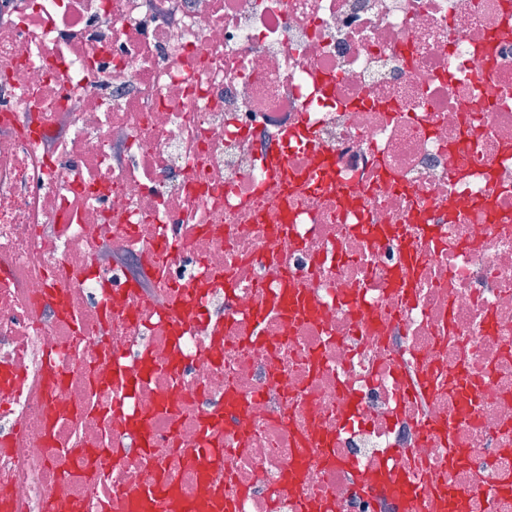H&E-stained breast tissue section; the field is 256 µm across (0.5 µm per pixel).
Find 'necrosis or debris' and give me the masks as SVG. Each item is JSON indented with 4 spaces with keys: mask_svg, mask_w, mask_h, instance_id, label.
<instances>
[{
    "mask_svg": "<svg viewBox=\"0 0 512 512\" xmlns=\"http://www.w3.org/2000/svg\"><path fill=\"white\" fill-rule=\"evenodd\" d=\"M163 477L512 512V0H0V512Z\"/></svg>",
    "mask_w": 512,
    "mask_h": 512,
    "instance_id": "necrosis-or-debris-1",
    "label": "necrosis or debris"
}]
</instances>
